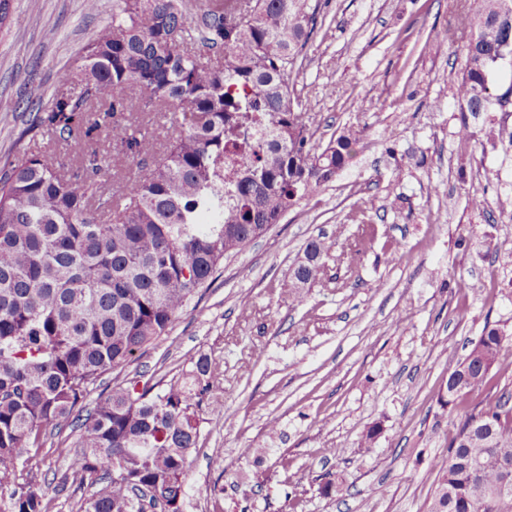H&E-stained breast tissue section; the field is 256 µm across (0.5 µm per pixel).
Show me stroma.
Here are the masks:
<instances>
[{"label":"stroma","instance_id":"1","mask_svg":"<svg viewBox=\"0 0 512 512\" xmlns=\"http://www.w3.org/2000/svg\"><path fill=\"white\" fill-rule=\"evenodd\" d=\"M10 5L0 168L41 141L36 108L112 17V0L93 14L83 0ZM468 37L458 0H327L291 82L316 147L350 130L356 154L91 391L162 385L211 360L184 512H429L457 421L439 391L485 326L512 337V112L462 114ZM467 130L481 139L471 153L459 148ZM368 224L373 240L338 287L336 256ZM318 236L332 256L299 303L293 268ZM489 279L486 299L473 287ZM59 442L49 433L20 474L41 485L49 512H77L81 491H54L79 457L57 455ZM218 455L228 468L213 466Z\"/></svg>","mask_w":512,"mask_h":512}]
</instances>
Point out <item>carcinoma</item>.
<instances>
[{
  "mask_svg": "<svg viewBox=\"0 0 512 512\" xmlns=\"http://www.w3.org/2000/svg\"><path fill=\"white\" fill-rule=\"evenodd\" d=\"M322 0H113L112 21L64 70L33 125L48 138L0 173V512H48L19 463L48 428L72 427L81 512H176L184 503L198 408L212 366L152 392L90 387L165 335L228 255L331 182L357 143L323 150L295 109L290 75ZM462 112H506L494 88L512 23L498 0L466 13ZM139 113L166 130L161 139ZM131 162L110 172L102 138ZM70 162H64L59 148ZM117 187L107 190V183ZM370 235L343 250L347 269ZM330 246L303 248L298 281L316 283ZM512 347L485 327L439 400L460 417L430 512H512L501 493L512 461V393L496 373Z\"/></svg>",
  "mask_w": 512,
  "mask_h": 512,
  "instance_id": "carcinoma-1",
  "label": "carcinoma"
}]
</instances>
